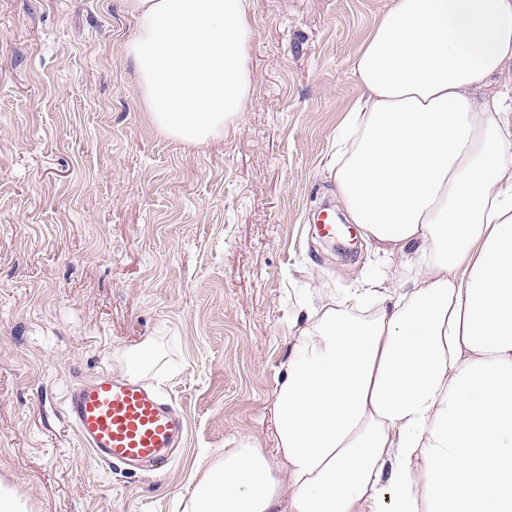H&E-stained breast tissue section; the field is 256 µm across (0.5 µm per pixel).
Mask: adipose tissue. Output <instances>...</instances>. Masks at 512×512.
<instances>
[{
  "instance_id": "adipose-tissue-1",
  "label": "adipose tissue",
  "mask_w": 512,
  "mask_h": 512,
  "mask_svg": "<svg viewBox=\"0 0 512 512\" xmlns=\"http://www.w3.org/2000/svg\"><path fill=\"white\" fill-rule=\"evenodd\" d=\"M126 8L157 128L199 143L243 116L245 0ZM351 74L329 175L410 283L365 280L307 312L275 448L199 463L183 512H512V0H393Z\"/></svg>"
}]
</instances>
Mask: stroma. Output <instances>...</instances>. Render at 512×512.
Instances as JSON below:
<instances>
[{"mask_svg":"<svg viewBox=\"0 0 512 512\" xmlns=\"http://www.w3.org/2000/svg\"><path fill=\"white\" fill-rule=\"evenodd\" d=\"M390 2L247 0L250 104L191 144L143 106L123 0H0V481L26 512H181L199 457L274 448L301 308L410 279L310 231L337 201L352 59ZM149 340L164 356L144 382L185 424L156 476L96 461L61 404Z\"/></svg>","mask_w":512,"mask_h":512,"instance_id":"obj_1","label":"stroma"}]
</instances>
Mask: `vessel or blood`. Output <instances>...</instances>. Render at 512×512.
<instances>
[{
	"label": "vessel or blood",
	"mask_w": 512,
	"mask_h": 512,
	"mask_svg": "<svg viewBox=\"0 0 512 512\" xmlns=\"http://www.w3.org/2000/svg\"><path fill=\"white\" fill-rule=\"evenodd\" d=\"M64 413L84 447L130 470L166 467L183 420L145 384L103 376L70 386Z\"/></svg>",
	"instance_id": "b4317fda"
}]
</instances>
